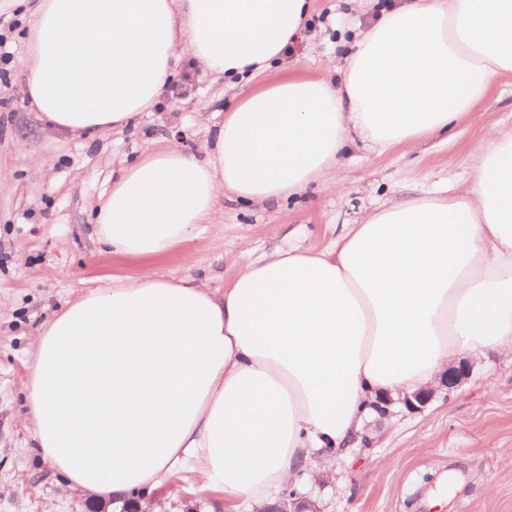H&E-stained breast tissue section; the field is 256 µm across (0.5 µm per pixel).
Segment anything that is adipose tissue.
Here are the masks:
<instances>
[{
  "label": "adipose tissue",
  "instance_id": "1",
  "mask_svg": "<svg viewBox=\"0 0 512 512\" xmlns=\"http://www.w3.org/2000/svg\"><path fill=\"white\" fill-rule=\"evenodd\" d=\"M312 0H34L23 94L45 125L95 141L151 111L192 57L212 82L257 80L202 156L113 158L103 251L168 254L220 223L224 196L273 206L346 179L359 142L411 149L512 73V0H395L337 80L273 61ZM453 196L427 190L296 242L226 286L147 266L88 289L38 328L23 382L34 448L69 484L123 504L198 470L224 512L263 506L313 454L344 458L379 398L434 385L457 355L512 358V133L470 158Z\"/></svg>",
  "mask_w": 512,
  "mask_h": 512
}]
</instances>
